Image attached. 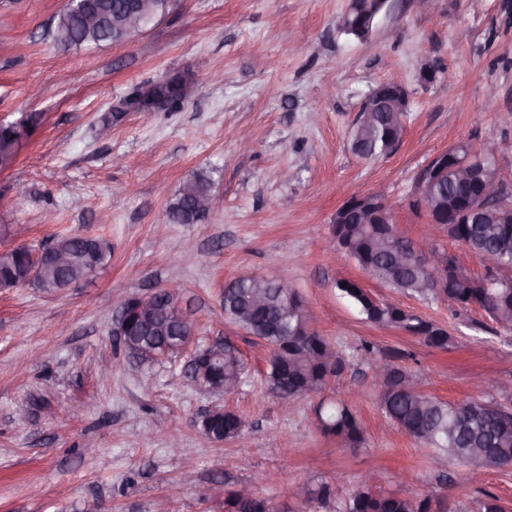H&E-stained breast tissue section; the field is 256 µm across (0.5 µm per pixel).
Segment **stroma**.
<instances>
[{
    "mask_svg": "<svg viewBox=\"0 0 512 512\" xmlns=\"http://www.w3.org/2000/svg\"><path fill=\"white\" fill-rule=\"evenodd\" d=\"M349 2L178 0L129 43L64 51L46 29L65 0H0V123L30 127L14 168L0 172V248L67 235L112 246L104 267L60 292L0 290V512H154L161 498L171 512H224L209 494L217 480L302 512L300 483L341 498L370 469L378 491L433 495L439 512H478L489 494L512 512V468L474 470L461 497L455 462L383 422L379 382L357 352L369 341L419 390L460 402L512 373V332L477 308L394 293L328 250L337 208L379 190L402 234L483 276L411 200L427 163L463 141L496 142L512 178V0H429L424 10L391 0L367 43L338 28ZM174 72L195 87L180 108L135 112L98 134L113 101ZM384 82L409 94L405 131L395 152L365 159L351 132ZM201 169L215 172L207 219L167 223L169 200ZM249 275L286 278L346 360L322 393L288 409L265 379L267 346L224 318L225 284ZM172 277L196 345L222 338L239 350L248 375L236 391L200 390L184 357L135 363L116 343L120 303ZM342 279L443 325L447 348L367 323ZM336 397L366 430L360 447L318 428L317 405ZM214 405L244 417L239 438L218 443L195 427ZM183 447L195 459L189 483Z\"/></svg>",
    "mask_w": 512,
    "mask_h": 512,
    "instance_id": "obj_1",
    "label": "stroma"
}]
</instances>
